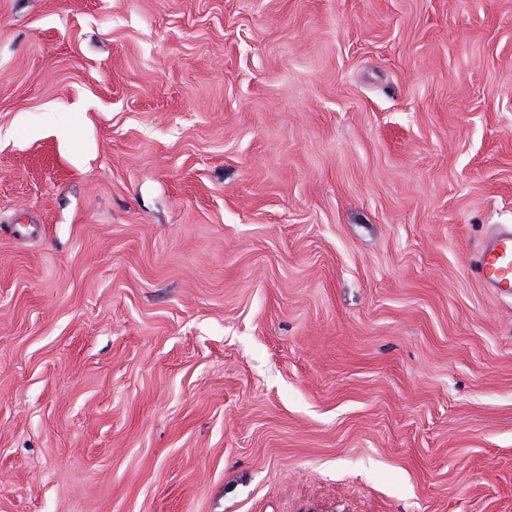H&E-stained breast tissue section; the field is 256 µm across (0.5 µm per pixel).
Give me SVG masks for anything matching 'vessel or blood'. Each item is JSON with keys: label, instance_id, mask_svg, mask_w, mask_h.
Masks as SVG:
<instances>
[{"label": "vessel or blood", "instance_id": "vessel-or-blood-1", "mask_svg": "<svg viewBox=\"0 0 512 512\" xmlns=\"http://www.w3.org/2000/svg\"><path fill=\"white\" fill-rule=\"evenodd\" d=\"M473 274L494 293L512 296V226H500L480 249Z\"/></svg>", "mask_w": 512, "mask_h": 512}]
</instances>
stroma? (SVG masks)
<instances>
[{
  "label": "stroma",
  "mask_w": 512,
  "mask_h": 512,
  "mask_svg": "<svg viewBox=\"0 0 512 512\" xmlns=\"http://www.w3.org/2000/svg\"><path fill=\"white\" fill-rule=\"evenodd\" d=\"M512 0H0V512H512ZM482 284L501 296H512V226H500L480 249L472 267Z\"/></svg>",
  "instance_id": "obj_1"
}]
</instances>
